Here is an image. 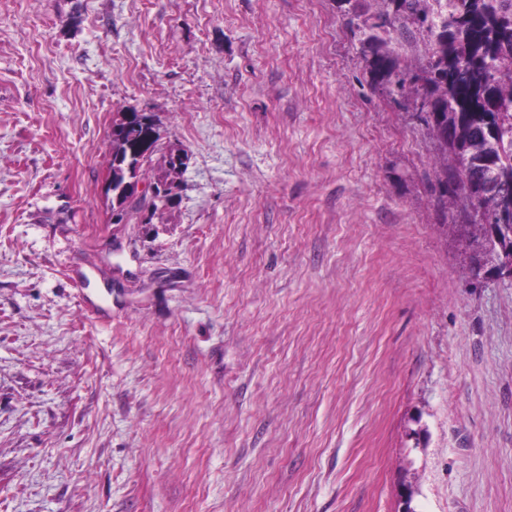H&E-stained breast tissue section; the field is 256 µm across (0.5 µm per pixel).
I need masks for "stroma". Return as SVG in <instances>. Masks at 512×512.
Masks as SVG:
<instances>
[{
    "instance_id": "1",
    "label": "stroma",
    "mask_w": 512,
    "mask_h": 512,
    "mask_svg": "<svg viewBox=\"0 0 512 512\" xmlns=\"http://www.w3.org/2000/svg\"><path fill=\"white\" fill-rule=\"evenodd\" d=\"M337 0H0V512H512V281ZM188 153L151 223L112 121ZM119 116L120 118L116 119L112 125V154L109 166L112 182L109 180L106 182L105 193L106 195L112 194L113 223L132 224L131 221L141 218L143 207L147 201L146 196L132 198L139 182L148 178L151 173L152 180L148 185L153 186L163 180L170 187L177 188L179 185L177 179L187 165L188 154L182 148H170L167 154L163 153L159 159L154 160V156L160 151L158 143L156 146L148 145L143 152H148L147 154H134V147L142 137V129L133 123L127 113H122ZM174 150L178 152L177 162L172 157ZM135 156L142 158L139 165H137L138 160L135 159ZM156 169L161 172L157 177L153 173ZM112 183L115 184V187L126 185L130 192L116 197Z\"/></svg>"
}]
</instances>
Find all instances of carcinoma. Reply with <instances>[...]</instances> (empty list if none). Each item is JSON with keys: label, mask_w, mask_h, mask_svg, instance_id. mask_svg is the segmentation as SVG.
<instances>
[{"label": "carcinoma", "mask_w": 512, "mask_h": 512, "mask_svg": "<svg viewBox=\"0 0 512 512\" xmlns=\"http://www.w3.org/2000/svg\"><path fill=\"white\" fill-rule=\"evenodd\" d=\"M339 0L344 12L361 20L360 53L376 82L411 94L432 137L440 143L436 175L443 194L468 193V172L492 186L512 184V0ZM413 24L429 41L428 61L412 69L391 48L394 31ZM142 129L120 114L112 125L109 173L130 193L112 197V223L141 218L146 197L133 198L140 181L158 170L149 185L163 180L178 187L187 152L149 145L141 159L134 147Z\"/></svg>", "instance_id": "1"}]
</instances>
